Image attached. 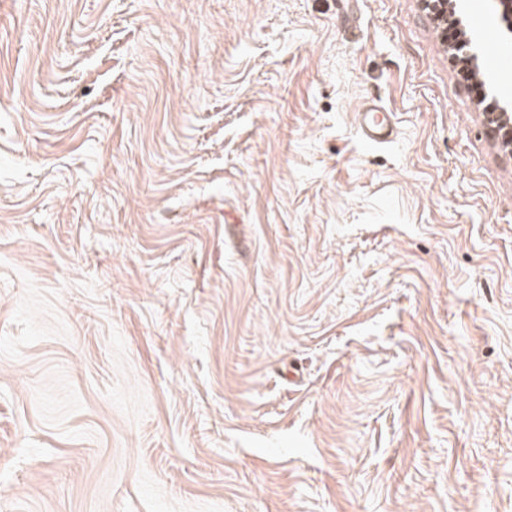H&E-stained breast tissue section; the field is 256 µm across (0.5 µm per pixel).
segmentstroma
I'll use <instances>...</instances> for the list:
<instances>
[{"mask_svg": "<svg viewBox=\"0 0 512 512\" xmlns=\"http://www.w3.org/2000/svg\"><path fill=\"white\" fill-rule=\"evenodd\" d=\"M0 512H512V150L421 0H0ZM361 130L367 141H384L394 133L389 113L368 106L359 112Z\"/></svg>", "mask_w": 512, "mask_h": 512, "instance_id": "obj_1", "label": "stroma"}]
</instances>
